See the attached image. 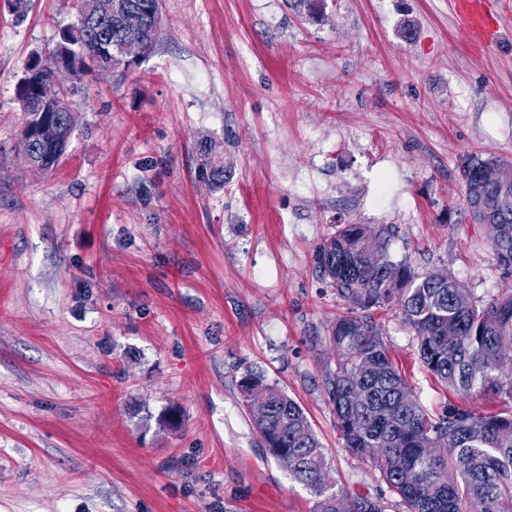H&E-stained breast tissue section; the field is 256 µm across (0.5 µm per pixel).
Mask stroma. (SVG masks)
Returning <instances> with one entry per match:
<instances>
[{
    "label": "stroma",
    "mask_w": 512,
    "mask_h": 512,
    "mask_svg": "<svg viewBox=\"0 0 512 512\" xmlns=\"http://www.w3.org/2000/svg\"><path fill=\"white\" fill-rule=\"evenodd\" d=\"M77 0H0V512H312L239 388L304 409L351 496L404 512L336 429L329 329L350 305L316 269L339 224L390 227L416 274L484 305L512 291L463 200L469 156L512 165V30L469 45L448 0H162L152 53L79 82L52 171L16 150L14 86ZM216 143L226 184L197 179ZM429 411L457 395L371 311ZM175 414L178 428L161 418Z\"/></svg>",
    "instance_id": "1"
}]
</instances>
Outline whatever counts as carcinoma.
Returning a JSON list of instances; mask_svg holds the SVG:
<instances>
[{"label":"carcinoma","instance_id":"obj_1","mask_svg":"<svg viewBox=\"0 0 512 512\" xmlns=\"http://www.w3.org/2000/svg\"><path fill=\"white\" fill-rule=\"evenodd\" d=\"M140 18V40L151 54L161 23V0H123ZM125 18L94 21L77 16L57 28L53 47L88 72L123 65ZM112 43V64L97 59ZM51 75L24 67L15 84L24 122L57 127L55 142L33 139L21 151L45 171L65 156L72 135L66 112L38 107L46 97L66 100ZM198 179L224 188V160L212 142L198 144ZM464 200L477 224L492 231L497 262L512 268V166L470 157L462 167ZM388 231L373 224H339L318 244L316 268L352 309L334 322L329 337L336 369L326 389L344 445L367 459L395 492L405 512H467L479 499L486 512H512V411L480 413L450 405L431 415L393 363L365 312L395 310L418 340L423 367L468 399L493 393L512 401V292L480 306L450 273L417 275L388 258ZM244 407L269 454L316 497L314 512H384L378 500L352 498L325 482L328 461L303 408L254 372L240 380Z\"/></svg>","mask_w":512,"mask_h":512}]
</instances>
